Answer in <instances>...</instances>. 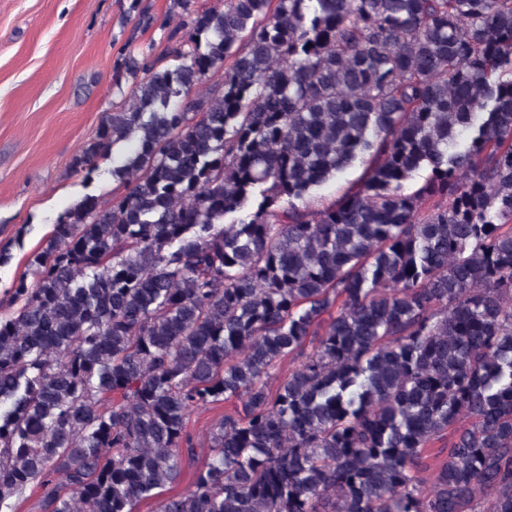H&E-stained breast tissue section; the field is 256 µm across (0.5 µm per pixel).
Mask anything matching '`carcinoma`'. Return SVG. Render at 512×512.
Here are the masks:
<instances>
[{"instance_id":"carcinoma-1","label":"carcinoma","mask_w":512,"mask_h":512,"mask_svg":"<svg viewBox=\"0 0 512 512\" xmlns=\"http://www.w3.org/2000/svg\"><path fill=\"white\" fill-rule=\"evenodd\" d=\"M173 7L132 0L172 63L120 54L72 162L125 192L60 214L0 300V512L33 485L134 512L231 398L159 512H512V0ZM362 168L355 167L346 171L339 179L330 181L319 190L318 196L321 197L323 203L328 204L337 199L347 187V182H353L361 175ZM234 405L241 409L238 401H229L218 405H209L195 409L189 416L188 430L192 435L195 459L189 460L185 455L182 462V475L173 485L165 487L162 496L156 500H148L136 506V512H158V501L177 494H183L189 487L197 465L206 459L210 448V430L213 424L224 414L233 413Z\"/></svg>"}]
</instances>
